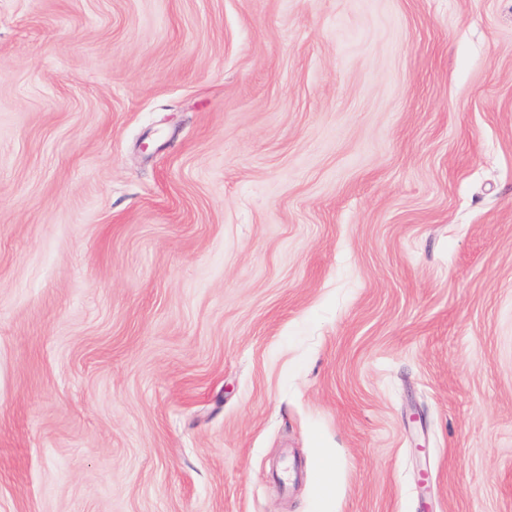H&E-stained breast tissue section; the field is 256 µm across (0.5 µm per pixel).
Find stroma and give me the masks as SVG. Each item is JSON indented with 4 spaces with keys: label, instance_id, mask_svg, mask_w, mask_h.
<instances>
[{
    "label": "stroma",
    "instance_id": "obj_1",
    "mask_svg": "<svg viewBox=\"0 0 512 512\" xmlns=\"http://www.w3.org/2000/svg\"><path fill=\"white\" fill-rule=\"evenodd\" d=\"M0 512H512V0H0Z\"/></svg>",
    "mask_w": 512,
    "mask_h": 512
}]
</instances>
